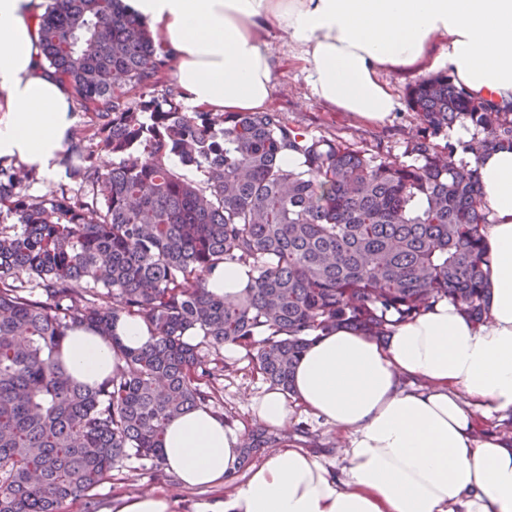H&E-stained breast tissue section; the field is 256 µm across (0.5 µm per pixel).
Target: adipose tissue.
Segmentation results:
<instances>
[{"label":"adipose tissue","instance_id":"ef3b65f1","mask_svg":"<svg viewBox=\"0 0 512 512\" xmlns=\"http://www.w3.org/2000/svg\"><path fill=\"white\" fill-rule=\"evenodd\" d=\"M38 0H0V160L44 181L64 174L76 123L65 83L42 62ZM176 63L192 110L259 112L274 81L263 38L287 33L321 101L369 123L398 106L385 76L421 63L447 68L472 96L512 108V0H123ZM490 214L484 229L487 317L473 322L440 301L390 331L388 343L327 331L297 364L299 405L347 439L330 471L287 444L254 464L224 498L194 512H512V445L476 436L477 418L512 413V149L474 161ZM62 361L94 386L119 359L94 329L68 331ZM427 390L401 388L402 377ZM241 428L205 407L168 425L164 463L182 486L226 485L238 467Z\"/></svg>","mask_w":512,"mask_h":512}]
</instances>
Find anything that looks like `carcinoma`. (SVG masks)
I'll return each instance as SVG.
<instances>
[{"label":"carcinoma","mask_w":512,"mask_h":512,"mask_svg":"<svg viewBox=\"0 0 512 512\" xmlns=\"http://www.w3.org/2000/svg\"><path fill=\"white\" fill-rule=\"evenodd\" d=\"M38 26L45 62L92 115L94 148L73 134L65 164L93 198L25 196L21 171L0 168L15 218L0 224V512H65L118 463L163 465L168 423L206 404L202 385L223 371L203 345L256 349L263 377L290 392L329 329L383 338L443 299L483 321L488 208L460 156L512 149V112L439 72L408 87L421 126L380 158L275 111H181L177 93L155 95L169 60L122 0H49ZM457 124L470 139H441ZM222 264L248 269L233 298L207 290ZM127 318L147 346L122 343ZM74 326L119 356L97 386L62 367ZM274 442L256 430L239 467ZM116 331L122 342L130 348H141L151 340L147 327L140 320L122 321L117 325Z\"/></svg>","instance_id":"1"}]
</instances>
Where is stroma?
Returning <instances> with one entry per match:
<instances>
[{
    "label": "stroma",
    "mask_w": 512,
    "mask_h": 512,
    "mask_svg": "<svg viewBox=\"0 0 512 512\" xmlns=\"http://www.w3.org/2000/svg\"><path fill=\"white\" fill-rule=\"evenodd\" d=\"M266 41L276 64L268 109L280 112L288 123L315 136L334 134L349 144L368 145L381 157L402 153L408 132L420 125L417 114L404 104L403 98L407 87L421 80V73L388 74L387 79L400 104L390 121L367 123L312 95L306 74L293 62L292 50L279 29H271ZM270 388V383L258 370L253 353L241 348L235 356L225 358L224 372L211 393L208 407L229 424L243 427L249 435L258 427L249 400L261 397ZM274 435L278 444L290 443L321 454L329 467L338 468L343 464L340 450L345 442L344 434L314 419L302 406H292L287 425L275 430ZM149 492L166 493L176 498L175 512H193L195 502L213 496L209 490L180 486L176 477L165 468L146 470L131 460L113 468L111 478L94 490L93 500L81 498L69 502L66 512H88L92 502L96 503L97 512H118L123 498Z\"/></svg>",
    "instance_id": "stroma-1"
}]
</instances>
